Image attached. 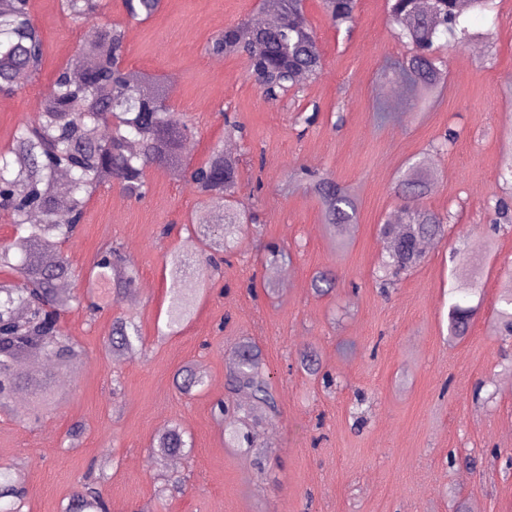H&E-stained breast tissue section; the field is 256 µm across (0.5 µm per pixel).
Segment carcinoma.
I'll use <instances>...</instances> for the list:
<instances>
[{
    "mask_svg": "<svg viewBox=\"0 0 512 512\" xmlns=\"http://www.w3.org/2000/svg\"><path fill=\"white\" fill-rule=\"evenodd\" d=\"M32 0H0V93L12 94L35 80L45 54L44 41L31 10ZM102 0H61V8L82 24L97 17ZM490 0H387L389 16L399 27L398 36L412 46L407 71L428 104L441 91L447 71L433 55L435 43L450 47L470 38L465 13L482 12ZM161 0H123L131 21H145L159 10ZM323 12L337 28L356 23L358 0H322ZM126 31L106 24L92 41L57 71L43 93L41 111L33 121L19 124L11 146L0 151V213L7 215L15 233L0 247V268H11L20 282L0 281V406L11 407L13 394L26 390L29 400L11 407L20 420L37 418L54 402V379L78 361L80 351L67 338L62 314L71 293L59 284L72 269L62 247L76 235L85 208L96 190L117 186L129 197L142 199L148 191L146 171L152 166L182 171L200 195L201 210L194 218V232L203 251L220 253L238 243L245 215L237 202L241 186L239 160L215 145L207 158L191 164L183 144L194 137L185 115L168 100L159 76L123 66ZM210 53L242 58L249 78L261 93L274 86L297 88L303 80L316 78L323 67V52L317 34L305 14L304 0H277L272 22L257 24L242 20L224 28L211 41ZM407 219L402 224L384 223L379 232L384 243L391 278L382 287L395 285L397 277L419 266L425 258L422 242L448 236V218L416 203L423 194L425 176L418 166L400 180ZM321 208L331 237L354 223L358 211L354 189L330 177H319L306 186ZM67 208L59 210L60 200ZM38 213L42 221L29 223ZM457 268L451 274L450 293L468 296L475 285L463 273L467 253L456 250ZM171 281L166 327L180 331L193 318L197 302L210 288L213 270L201 262L190 266L177 251L166 256ZM96 279L112 286L117 300L136 287L138 274L118 245L106 247L91 270ZM336 276L323 271L311 281L322 295L331 292ZM477 307L460 301L448 304V334L452 340L465 337ZM497 327L512 335V292L500 298ZM142 346L139 325L119 318L106 340L112 357L134 355ZM231 389L248 396L246 402L218 401L214 413L230 417V438L254 464L261 463L266 449L255 445L253 430L261 421L258 411L278 412L268 372L259 348L243 341L234 351ZM40 360L44 372L21 375L17 363ZM178 388L189 393L206 385V374L185 366L176 373ZM190 447L185 432L173 425L157 435L154 451L165 457L179 456ZM101 477H89L69 502L67 512H110L103 497ZM26 489L21 475L0 470V500L9 503L0 512H22Z\"/></svg>",
    "mask_w": 512,
    "mask_h": 512,
    "instance_id": "carcinoma-1",
    "label": "carcinoma"
}]
</instances>
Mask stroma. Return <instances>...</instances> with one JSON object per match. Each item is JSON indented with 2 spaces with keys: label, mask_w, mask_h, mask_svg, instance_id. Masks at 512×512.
<instances>
[{
  "label": "stroma",
  "mask_w": 512,
  "mask_h": 512,
  "mask_svg": "<svg viewBox=\"0 0 512 512\" xmlns=\"http://www.w3.org/2000/svg\"><path fill=\"white\" fill-rule=\"evenodd\" d=\"M102 21L126 29L125 64L177 77L171 104L196 134L190 156L204 160L223 141L224 118L244 127L235 154L242 161L240 208L258 213L244 225L193 319L164 335L170 279L164 255L179 249L198 258L190 226L200 197L185 174L150 168L144 199L118 187L91 199L76 237L64 248L76 279L106 246H121L138 272L131 297L98 315L71 304L63 315L82 350L77 369L57 383V407L35 423L0 410V468L26 480L23 512H64L89 473L102 475L112 512H512V337L494 325L498 300L512 289V229L493 250L485 237L506 194L502 163L512 158V0L467 17L472 34L462 49H441L448 76L441 93L421 105L402 67L411 49L397 37L386 0H359L351 30L335 29L320 0L305 12L324 54L321 75L298 96L271 100L246 77L236 57L216 62L212 37L265 0H163L142 22H127L122 0H103ZM45 42L34 84L0 94V149L16 126L41 110L39 98L76 52L83 28L60 0H33ZM314 116L311 125L303 117ZM458 134L446 152L432 150L447 130ZM422 164L431 185L422 206L448 215V238L436 241L418 268L382 291L378 226L403 213L399 175ZM323 172L357 186L355 224L341 244L326 233L321 208L308 192L288 193V178ZM468 242L469 270L480 309L468 335L448 338V289L454 238ZM288 249L287 285L272 277L266 246ZM335 270L336 289L316 294L312 277ZM138 323L142 351L124 360L105 349L112 321ZM255 341L270 374L280 414L257 440L271 447L261 473L224 441L213 413L230 398L233 350ZM312 348L319 375L304 372L298 354ZM196 365L203 390L179 392L175 373ZM84 434L69 446L67 432ZM180 425L192 441L178 461L157 459L162 429ZM471 466H463V459ZM181 481V491L170 488Z\"/></svg>",
  "instance_id": "obj_1"
}]
</instances>
